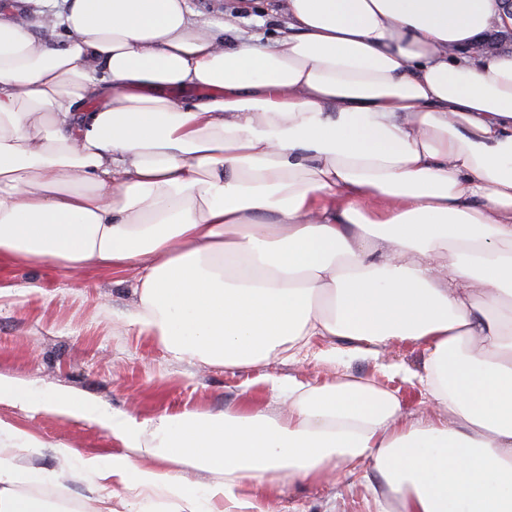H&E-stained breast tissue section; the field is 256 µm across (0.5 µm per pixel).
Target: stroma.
I'll return each instance as SVG.
<instances>
[{"label": "stroma", "instance_id": "35a3bbf8", "mask_svg": "<svg viewBox=\"0 0 512 512\" xmlns=\"http://www.w3.org/2000/svg\"><path fill=\"white\" fill-rule=\"evenodd\" d=\"M188 0L194 20L219 28L228 14L236 15L238 35L268 38L285 22L270 18L268 0ZM13 11L40 36L63 44L55 27L53 0H8ZM135 270L120 273L89 271L73 274L52 264L0 266V375L34 385L51 394L67 391L112 414L146 420L185 410L233 412L264 407L272 401L270 381L297 377L324 385L345 377L375 381L392 392L407 419L445 418L430 405L417 381L426 354L411 341H399L379 356L349 355L329 365L316 353L328 340L315 343L316 353L302 362L270 359L257 366L228 369L199 361L178 362L151 337L130 332L127 321L135 310ZM0 423L20 428L46 443L35 467L54 471L64 464L61 449L111 460L121 454L109 429L95 422L50 412H31L0 404ZM264 512H381L367 481L359 474L325 471L306 483L287 477L268 489Z\"/></svg>", "mask_w": 512, "mask_h": 512}]
</instances>
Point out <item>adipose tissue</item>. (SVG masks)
Here are the masks:
<instances>
[{
  "mask_svg": "<svg viewBox=\"0 0 512 512\" xmlns=\"http://www.w3.org/2000/svg\"><path fill=\"white\" fill-rule=\"evenodd\" d=\"M266 45L186 0H66L64 46L0 13V262L137 272L129 328L227 368L313 338L427 354L449 421L364 379L273 380L285 412L115 418L0 376V403L86 416L123 454L70 471L95 512H263L266 485L372 465L395 512H512V54L500 0H283ZM197 92L186 103L184 92ZM0 512L46 445L0 424ZM168 470L154 468V461ZM209 473L189 483L183 468Z\"/></svg>",
  "mask_w": 512,
  "mask_h": 512,
  "instance_id": "ef3b65f1",
  "label": "adipose tissue"
}]
</instances>
